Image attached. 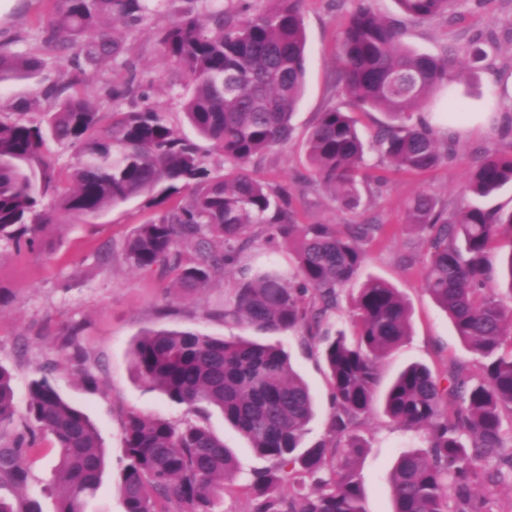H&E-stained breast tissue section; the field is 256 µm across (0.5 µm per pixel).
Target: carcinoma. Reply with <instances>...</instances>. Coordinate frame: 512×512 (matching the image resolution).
<instances>
[{
    "mask_svg": "<svg viewBox=\"0 0 512 512\" xmlns=\"http://www.w3.org/2000/svg\"><path fill=\"white\" fill-rule=\"evenodd\" d=\"M177 20L158 33L164 56L191 80L183 110L195 134L224 155L220 175L204 167L199 145L169 125L163 112L130 77L104 95L71 93L90 73L122 53L115 25L142 23L150 0H52L40 27L41 47L67 56V78L44 87L47 111L0 119V243L32 248L43 225L56 222L42 208L57 192L58 175L43 156L52 138L73 151L72 188L57 209L71 223L150 196L174 203L137 227L123 258L143 272L174 275L176 290L205 288L236 268L228 314L259 330L303 328L321 348L334 408L326 437L301 447L315 408L311 390L280 348L245 338L158 329L141 333L131 355L136 375L168 400L197 413L218 408L271 462L245 486L256 512H366L355 434L373 410L378 363L398 349L410 330V310L388 282L370 277L350 306L355 339L324 325L339 306V289L364 261L362 244L384 225L300 224L286 188L255 179L247 166L288 141L304 91L302 0H270L254 15L224 11L217 3L197 12L187 0ZM340 34L338 80L350 109L331 106L311 128L304 150L307 186L322 187L342 208L359 206L366 146L357 112L386 115L376 136L401 172L425 173L448 159L452 144L416 111L456 76L457 54L420 53L404 41V22L422 23L448 11L451 0H395L400 17L379 15L373 0H354ZM0 41V82L42 67V58ZM128 100V110L104 103ZM512 182V147L485 148L468 190L486 196ZM409 223L425 233V287L448 313L457 336L479 358L481 374L450 360L437 371L412 363L386 390L384 413L426 435L424 448L398 456L391 476L393 512H487V495L512 484V308L499 298L493 258L506 247L512 295V211L479 207L451 211L422 191L406 204ZM263 228L269 244L288 243L296 272L253 271L243 255ZM48 434L58 448L56 512H86L101 487L107 459L96 426L61 396L48 375L29 386L27 414L17 418L13 376L0 366V512H41L30 494L28 459ZM124 464L117 491L124 512H223L224 483L234 457L208 428L134 413L124 428ZM511 452L506 453L504 449Z\"/></svg>",
    "mask_w": 512,
    "mask_h": 512,
    "instance_id": "1",
    "label": "carcinoma"
}]
</instances>
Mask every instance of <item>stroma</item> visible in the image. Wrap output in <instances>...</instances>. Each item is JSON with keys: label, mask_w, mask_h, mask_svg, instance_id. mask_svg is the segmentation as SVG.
Returning <instances> with one entry per match:
<instances>
[{"label": "stroma", "mask_w": 512, "mask_h": 512, "mask_svg": "<svg viewBox=\"0 0 512 512\" xmlns=\"http://www.w3.org/2000/svg\"><path fill=\"white\" fill-rule=\"evenodd\" d=\"M184 6V0H162L139 26L118 27L121 55L99 66L91 84L83 86V93L91 95L105 85H120L128 77H136L151 101L165 112L169 124L180 134H189L182 108L187 78L162 56L153 36ZM353 7V0H303L306 88L293 120V132L286 144L254 159L248 171L270 186L294 189L299 223L341 225L373 219L385 225V235L366 244L364 264L342 291L343 296H350L367 278L377 277L397 288L410 308V335L379 365L376 392L381 395L405 364L416 362L435 370L451 358L474 359L447 313L424 287L422 234L408 224L405 202L425 190L450 209L470 205L488 211H512V183L486 197L463 190L478 150L512 145V134L502 128L506 112L512 111V0H458L448 14L421 24H406L405 39L417 51L436 54L452 47L463 61L450 95H437L420 111L441 136H452L454 156L427 173H400L392 170L378 150H369L372 179L362 192L359 207L346 210L327 191L303 189L302 182L311 174L304 153L309 129L320 112L347 101L343 84L336 81L338 38ZM48 9L46 0H9L6 9L0 11V34L19 37V49H37L40 21ZM490 32L495 41L486 47L487 60L483 66H470L466 62L469 39ZM63 71V61L49 56L35 78L0 83V114L10 115L15 102L40 99L43 88L59 81ZM450 97L465 107L463 118L456 122L446 120L442 111ZM155 213L145 198H134L86 224L45 226L35 249L18 250L1 244L0 289L11 294L12 302L0 310V364L14 376L18 413L26 411L30 380L47 371L60 393L82 407L97 426L107 451V466L102 486L87 512H124L117 484L123 466L124 422L132 412L174 422L195 420L223 438L235 454L237 468L235 487L225 492L223 510L255 512L256 502L242 486L254 472L267 468L268 460L253 451L220 411L195 415L138 380L131 366V344L145 330L166 328L226 339L242 336L282 347L314 398L315 417L302 440L306 447L326 434L331 411L327 368L320 354L309 346L306 330L262 331L226 316L233 275L217 276L206 288L182 295L173 290L171 277L132 269L121 256L123 245L135 228ZM409 248L414 249L416 260L405 267L400 256ZM75 325L81 328L85 353L80 363L62 346L63 335ZM85 370L96 377V386L82 382ZM359 433L367 442L357 460L366 510L392 512L394 461L404 450L423 447V436L394 424L379 406L365 419ZM55 458V449L45 442L31 463L34 480L30 493L42 512L56 510L52 492Z\"/></svg>", "instance_id": "35a3bbf8"}]
</instances>
